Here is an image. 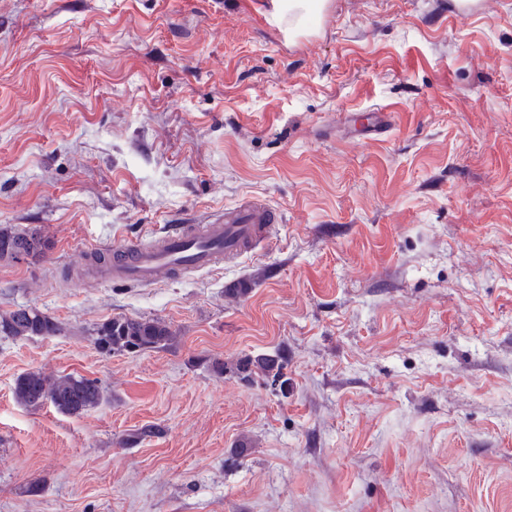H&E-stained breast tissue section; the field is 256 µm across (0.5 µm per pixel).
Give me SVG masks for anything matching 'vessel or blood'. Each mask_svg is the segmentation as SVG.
Returning <instances> with one entry per match:
<instances>
[{
    "label": "vessel or blood",
    "mask_w": 512,
    "mask_h": 512,
    "mask_svg": "<svg viewBox=\"0 0 512 512\" xmlns=\"http://www.w3.org/2000/svg\"><path fill=\"white\" fill-rule=\"evenodd\" d=\"M281 214L254 199L206 224H183L163 232L156 245L132 244L113 249L111 261H84L87 277L103 283L150 285L170 271L204 270L222 264L252 242H266Z\"/></svg>",
    "instance_id": "obj_1"
}]
</instances>
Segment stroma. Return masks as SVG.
Here are the masks:
<instances>
[{"instance_id": "obj_1", "label": "stroma", "mask_w": 512, "mask_h": 512, "mask_svg": "<svg viewBox=\"0 0 512 512\" xmlns=\"http://www.w3.org/2000/svg\"><path fill=\"white\" fill-rule=\"evenodd\" d=\"M248 197L283 222L235 262L70 276ZM0 225L48 242L0 312L65 328L0 336V512H512V0H329L298 35L267 0H0ZM119 316L176 338L103 354ZM274 352L284 388L204 364ZM31 370L105 398L25 407ZM61 331L60 324L52 317L30 306H18L0 314L1 336L29 339L34 336H57Z\"/></svg>"}]
</instances>
